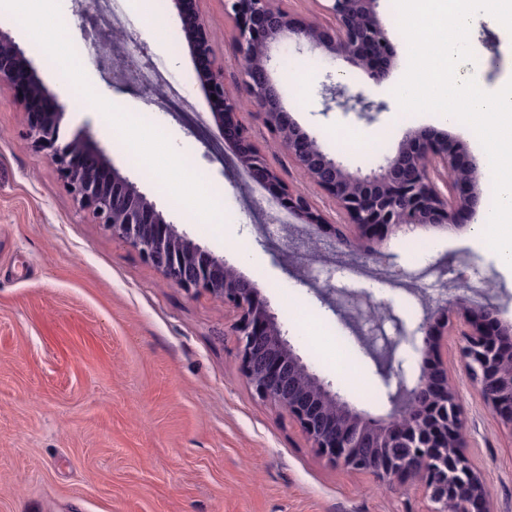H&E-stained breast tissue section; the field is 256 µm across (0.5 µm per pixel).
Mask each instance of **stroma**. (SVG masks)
I'll return each mask as SVG.
<instances>
[{"instance_id":"stroma-1","label":"stroma","mask_w":512,"mask_h":512,"mask_svg":"<svg viewBox=\"0 0 512 512\" xmlns=\"http://www.w3.org/2000/svg\"><path fill=\"white\" fill-rule=\"evenodd\" d=\"M199 10L224 59V84L241 102L240 120L282 181L323 211L321 236L331 239L339 215L273 145L256 115L235 60L224 0H200ZM72 12L73 0H46L31 30L0 11V30L26 50L50 93L71 99L65 80L71 69L94 94V109L68 110L63 130L89 127L113 164L173 217L178 231L253 281L303 360L357 408L385 413L387 392L398 387L388 370L401 365L414 378L423 364L395 340L421 319L424 293L391 287L386 273L426 267L452 292L461 272L492 280L483 300L496 306L500 324L512 323V268L471 233L427 227L394 236L375 229L355 255L370 262L374 251L386 254L381 278L354 277L324 254L299 252L297 242L312 231L301 220L262 234L272 219L255 204L263 193L260 175H246L232 143L193 121L194 112L211 114L212 105L186 41L171 48L142 36L148 57L166 59L172 79L184 84L191 109L157 110L155 137L130 158L105 131L104 116L137 112L147 101L111 79L95 56L107 18L86 33ZM64 13L69 19L63 27ZM376 13L392 45L388 75L379 84L344 60L285 42L272 46L275 73L294 75L281 86L291 117L325 153L365 171L392 155L408 133L434 130L479 161L475 190L487 196L490 163L468 126L395 109L392 90L405 73L408 46L394 0H378ZM469 43L475 60L459 67L460 77H475L487 92L512 80L511 31L480 13L471 21ZM59 58L67 70L56 69ZM330 71L343 73L352 90L390 104V111L325 110L322 82ZM173 156L209 185L222 225L194 223L181 197L160 189L150 171ZM228 224L237 244L224 238ZM229 324L223 301L170 286L78 206L55 166L28 139L21 99L1 89L0 512H425L429 502L418 487L404 480L380 484L329 464L287 414L259 399L241 374ZM337 335L350 339L351 360L337 353ZM457 363L456 349H449L448 376L470 420L469 450L485 472L496 512H512V431L472 396Z\"/></svg>"}]
</instances>
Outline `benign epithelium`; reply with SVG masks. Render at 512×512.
I'll use <instances>...</instances> for the list:
<instances>
[{
    "label": "benign epithelium",
    "mask_w": 512,
    "mask_h": 512,
    "mask_svg": "<svg viewBox=\"0 0 512 512\" xmlns=\"http://www.w3.org/2000/svg\"><path fill=\"white\" fill-rule=\"evenodd\" d=\"M197 2L175 0L204 93L223 108L216 113L215 135L237 144L240 167L260 173L277 188L273 194L277 205L318 228L325 223L323 215L306 195L282 183L248 127L235 119L241 104L225 87L224 59L214 52L209 25ZM327 2L325 10L335 20L332 28L301 23L272 0H224V13L233 22L235 56L263 124L343 218L345 232L339 234L338 243L357 245L377 225L394 232L428 224H446L452 231L468 228L457 215L466 213L472 220L479 211L480 196L468 186L475 182L480 165L475 159L460 164L445 138L421 130L363 174L329 157L316 136L291 120L270 73V47L284 37L298 48L347 59L377 83L387 77L381 62L390 47L376 15L377 0ZM4 86L22 95L27 136L56 166L82 209L136 250L168 284L224 300L247 383L260 399L286 412L320 456L378 483L404 479L419 485L435 504L430 512H493L484 472L465 452L469 418L448 380L443 359L451 340L471 391L512 428V346L503 347L483 327L493 308L474 305L463 291L451 299L428 296L422 320L402 333L396 344L430 357L432 367L423 368L411 381L398 367L399 386L388 393L386 414L375 416L358 409L303 361L253 281L178 232L156 202L94 144L90 133L60 135L65 103L46 91L26 51L0 31V88ZM324 94L346 112L389 110L384 102L351 92L341 80L324 86Z\"/></svg>",
    "instance_id": "1"
}]
</instances>
